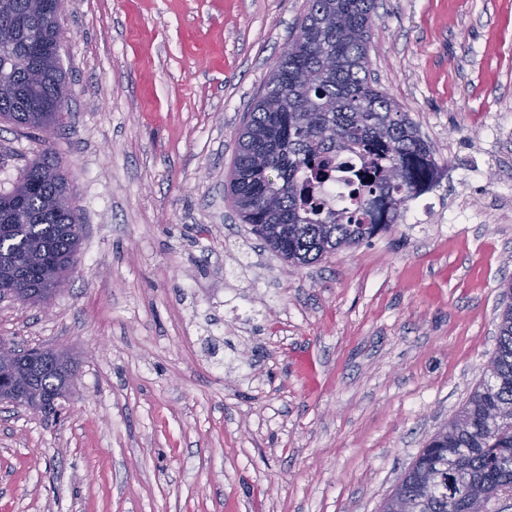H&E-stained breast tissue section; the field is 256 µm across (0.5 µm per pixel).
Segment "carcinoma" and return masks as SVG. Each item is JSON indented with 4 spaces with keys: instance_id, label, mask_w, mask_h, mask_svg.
Here are the masks:
<instances>
[{
    "instance_id": "1",
    "label": "carcinoma",
    "mask_w": 512,
    "mask_h": 512,
    "mask_svg": "<svg viewBox=\"0 0 512 512\" xmlns=\"http://www.w3.org/2000/svg\"><path fill=\"white\" fill-rule=\"evenodd\" d=\"M0 10V118L35 131L63 120L69 97L59 56L53 0H5ZM376 0H306L294 51L279 56L240 132L229 179L241 220L273 252L295 266L322 261L391 230L434 180L431 146L408 113L370 76ZM42 72L30 91L27 72ZM361 159L349 182L356 209H324L315 189L342 155ZM68 178L49 147L0 194V299L46 303L77 262L81 243ZM486 378L419 453L398 495L413 512H468L459 487L512 488V304L499 314ZM37 367L43 414L58 415L66 398L63 371L75 365L38 349L15 353Z\"/></svg>"
}]
</instances>
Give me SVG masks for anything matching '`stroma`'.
<instances>
[{
  "label": "stroma",
  "mask_w": 512,
  "mask_h": 512,
  "mask_svg": "<svg viewBox=\"0 0 512 512\" xmlns=\"http://www.w3.org/2000/svg\"><path fill=\"white\" fill-rule=\"evenodd\" d=\"M371 76L442 164L429 214L305 267L227 190L306 0H68L52 146L84 226L0 338L68 350L60 420L0 404V512H379L483 378L512 278V0H377Z\"/></svg>",
  "instance_id": "obj_1"
}]
</instances>
